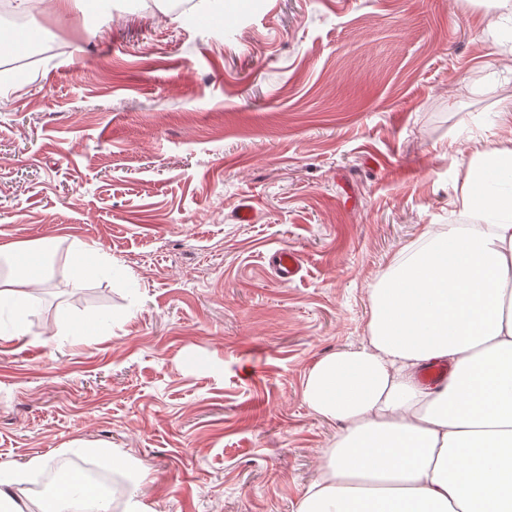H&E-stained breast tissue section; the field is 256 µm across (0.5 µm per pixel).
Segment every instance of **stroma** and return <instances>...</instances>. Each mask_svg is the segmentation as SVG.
Listing matches in <instances>:
<instances>
[{
    "instance_id": "obj_1",
    "label": "stroma",
    "mask_w": 512,
    "mask_h": 512,
    "mask_svg": "<svg viewBox=\"0 0 512 512\" xmlns=\"http://www.w3.org/2000/svg\"><path fill=\"white\" fill-rule=\"evenodd\" d=\"M490 0H37L59 54L0 56V244L56 236L0 345V465L93 440L158 512H297L335 424L303 401L358 344L369 290L460 221L473 141H501L512 48ZM257 211L236 221L243 201ZM124 273L72 290L73 242ZM303 257L291 282L269 260ZM111 314L71 341L72 323Z\"/></svg>"
}]
</instances>
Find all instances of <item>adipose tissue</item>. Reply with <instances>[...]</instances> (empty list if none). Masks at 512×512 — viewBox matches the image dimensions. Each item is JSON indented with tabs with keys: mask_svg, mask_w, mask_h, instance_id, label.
I'll return each instance as SVG.
<instances>
[{
	"mask_svg": "<svg viewBox=\"0 0 512 512\" xmlns=\"http://www.w3.org/2000/svg\"><path fill=\"white\" fill-rule=\"evenodd\" d=\"M466 224L425 228L370 293L366 334L318 360L304 403L339 429L297 512H512V139L475 147L459 190ZM59 248L45 237L0 246V342L25 335L29 288L42 285ZM77 243L73 289L120 269ZM448 366L424 386L421 369ZM46 465L0 466V512H25L20 484ZM155 512L134 492L115 498L78 470L41 512Z\"/></svg>",
	"mask_w": 512,
	"mask_h": 512,
	"instance_id": "1",
	"label": "adipose tissue"
}]
</instances>
